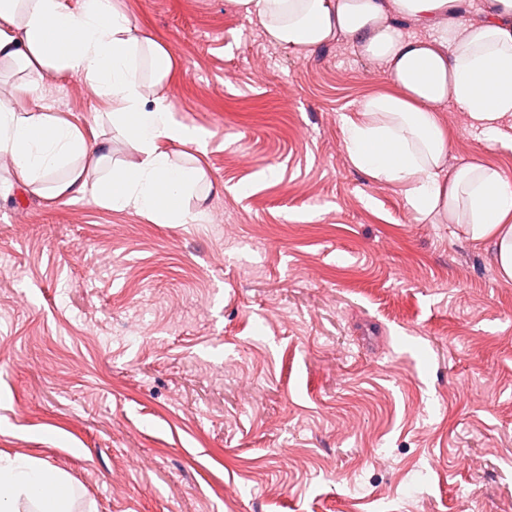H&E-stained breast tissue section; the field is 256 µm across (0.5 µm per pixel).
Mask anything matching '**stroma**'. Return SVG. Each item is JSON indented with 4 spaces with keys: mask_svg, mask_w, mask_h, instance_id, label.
Wrapping results in <instances>:
<instances>
[{
    "mask_svg": "<svg viewBox=\"0 0 512 512\" xmlns=\"http://www.w3.org/2000/svg\"><path fill=\"white\" fill-rule=\"evenodd\" d=\"M122 3L208 136L170 147L205 218L0 195V454L66 473L74 512H512V282L350 163L384 72L226 0ZM44 96L88 132L108 109ZM443 118L449 165L512 180V143Z\"/></svg>",
    "mask_w": 512,
    "mask_h": 512,
    "instance_id": "obj_1",
    "label": "stroma"
}]
</instances>
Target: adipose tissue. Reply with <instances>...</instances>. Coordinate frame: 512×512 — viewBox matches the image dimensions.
Returning a JSON list of instances; mask_svg holds the SVG:
<instances>
[{"mask_svg": "<svg viewBox=\"0 0 512 512\" xmlns=\"http://www.w3.org/2000/svg\"><path fill=\"white\" fill-rule=\"evenodd\" d=\"M227 2L257 16L270 43L307 54L341 38L380 64L394 91L364 99L356 116L343 117L350 161L370 178L400 186L416 220L454 224L470 240L491 243L499 278L512 282V181L480 162L449 166L442 116L453 106L491 142L512 120V0H483L477 20L468 16L471 0ZM410 22L425 36L406 34ZM0 66L26 74L29 106L0 95V158L32 195L90 197L157 224L203 219L184 206L203 169L175 163L166 147L203 153L206 138L174 118L166 91L172 59L119 0H0ZM50 74L77 77L108 104L107 133L87 141L43 105ZM116 134L137 162H113ZM30 504L36 512H73L67 476L0 456V512Z\"/></svg>", "mask_w": 512, "mask_h": 512, "instance_id": "obj_1", "label": "adipose tissue"}]
</instances>
